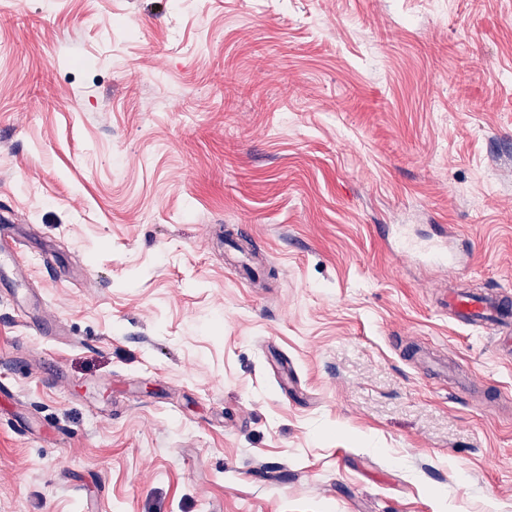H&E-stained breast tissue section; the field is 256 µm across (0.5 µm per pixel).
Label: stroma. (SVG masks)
Wrapping results in <instances>:
<instances>
[{"label": "stroma", "instance_id": "1", "mask_svg": "<svg viewBox=\"0 0 512 512\" xmlns=\"http://www.w3.org/2000/svg\"><path fill=\"white\" fill-rule=\"evenodd\" d=\"M1 245L0 512H512V0H0ZM436 307L457 323L475 328L508 322L509 336L500 337V340L503 350L508 352L512 348V304L503 291L492 295L452 290L438 299Z\"/></svg>", "mask_w": 512, "mask_h": 512}]
</instances>
